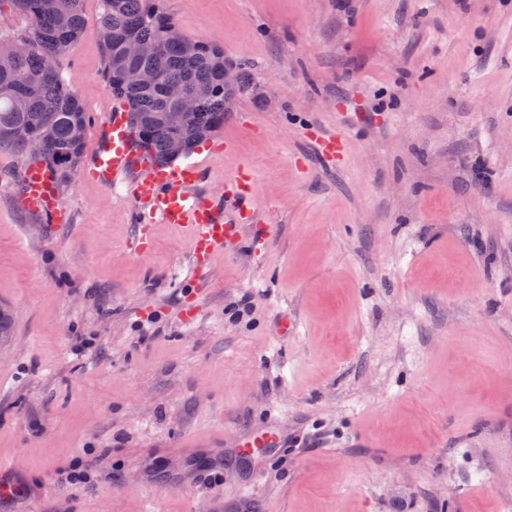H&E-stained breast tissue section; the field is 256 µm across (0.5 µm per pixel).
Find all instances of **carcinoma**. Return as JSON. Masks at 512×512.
Returning <instances> with one entry per match:
<instances>
[{
    "label": "carcinoma",
    "instance_id": "1",
    "mask_svg": "<svg viewBox=\"0 0 512 512\" xmlns=\"http://www.w3.org/2000/svg\"><path fill=\"white\" fill-rule=\"evenodd\" d=\"M27 17L30 29L11 39L0 38V150L46 163L66 174L80 164L90 116L81 99L65 84L58 59L78 39L86 23L83 0H8ZM99 20L104 50L103 82L112 96L128 106L131 133L142 154L172 165L224 127L236 94L249 87L248 74L238 72L235 89L224 87V50L214 43L184 35L172 40L177 24L163 0H105ZM132 41L159 47L168 66L152 86L126 81L132 69L152 65L148 56H132ZM180 84L197 98V110L172 125L163 116L173 111L167 87ZM182 152L169 151L172 140Z\"/></svg>",
    "mask_w": 512,
    "mask_h": 512
}]
</instances>
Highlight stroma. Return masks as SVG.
<instances>
[{
  "label": "stroma",
  "mask_w": 512,
  "mask_h": 512,
  "mask_svg": "<svg viewBox=\"0 0 512 512\" xmlns=\"http://www.w3.org/2000/svg\"><path fill=\"white\" fill-rule=\"evenodd\" d=\"M164 7L259 82L192 158L225 220L250 180L269 234L194 267L185 231L80 168L50 224L0 151V512H506L512 0ZM83 9L58 66L88 163L115 99L104 0ZM271 428L287 456H235Z\"/></svg>",
  "instance_id": "35a3bbf8"
}]
</instances>
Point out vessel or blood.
I'll use <instances>...</instances> for the list:
<instances>
[{"label": "vessel or blood", "mask_w": 512, "mask_h": 512, "mask_svg": "<svg viewBox=\"0 0 512 512\" xmlns=\"http://www.w3.org/2000/svg\"><path fill=\"white\" fill-rule=\"evenodd\" d=\"M87 174L108 185L130 182L132 195L148 204L152 214L187 230L194 259H211L236 230L235 223L226 222L209 197L195 192L194 186L202 176L197 163L162 168L134 149L122 106L113 107L106 139ZM252 196L249 190L229 196L228 203L238 221L253 220ZM19 203L23 209L41 214L47 222L66 221V211L55 193L54 177L43 165H32L25 170Z\"/></svg>", "instance_id": "b4317fda"}]
</instances>
